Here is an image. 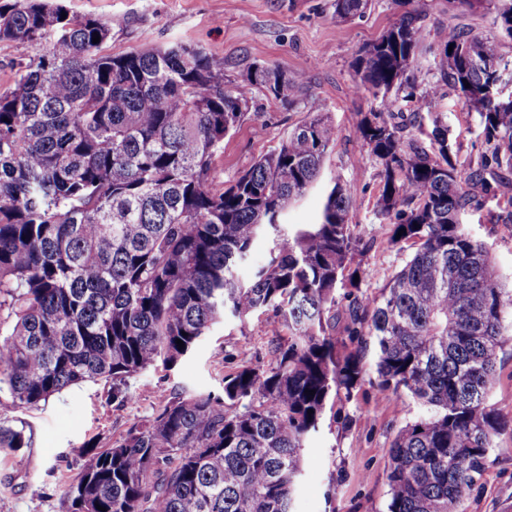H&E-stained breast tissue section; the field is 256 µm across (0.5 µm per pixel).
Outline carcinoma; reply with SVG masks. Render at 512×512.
I'll return each mask as SVG.
<instances>
[{
  "label": "carcinoma",
  "instance_id": "1",
  "mask_svg": "<svg viewBox=\"0 0 512 512\" xmlns=\"http://www.w3.org/2000/svg\"><path fill=\"white\" fill-rule=\"evenodd\" d=\"M371 2L334 0L336 21ZM412 2L394 0L399 18L352 64L354 91L380 99L356 124L378 166L376 212L388 243L411 251L373 297L355 281L351 185L333 183L319 223L281 224L335 147L321 114L229 186L213 182L253 90L292 105L303 73L263 65L261 80L226 89L201 48L107 55L110 31L94 18L64 19L47 0L0 4V42H50L0 91V393L32 407L105 380L124 403L130 378L175 365L227 314L271 312L288 329L266 364L224 375V397L172 393L88 450L71 512H294L306 441L329 402L352 399L370 346L378 388L426 408L390 445L386 512H463L490 450L512 437V416L490 401L512 293L461 224L477 192L512 173V95L490 42L463 31L442 39L436 82L418 91L427 25ZM479 2L512 37V0ZM444 87L479 116L488 151L476 169L452 159L445 113L425 111ZM264 234L269 257L243 281L237 268ZM27 447L24 429L0 426V448Z\"/></svg>",
  "mask_w": 512,
  "mask_h": 512
}]
</instances>
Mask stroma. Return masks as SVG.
I'll use <instances>...</instances> for the list:
<instances>
[{
    "label": "stroma",
    "instance_id": "35a3bbf8",
    "mask_svg": "<svg viewBox=\"0 0 512 512\" xmlns=\"http://www.w3.org/2000/svg\"><path fill=\"white\" fill-rule=\"evenodd\" d=\"M69 17H92L110 29L103 53L118 55L150 47L203 48L224 64V84L246 80L253 65L304 73V94L295 105L255 91L236 130L224 140L213 176L227 184L262 154L277 147L288 132L313 113L335 125L336 145L325 160L320 180L286 211V227L319 222L326 192L334 179L350 183L362 205L351 215L354 233L366 244L360 287L377 295L407 258L391 247L374 210L377 168L357 138L359 113L376 111L370 94L353 91L357 51L377 39L399 17L393 0H373L366 13L336 22L333 0H55ZM424 10L429 35L414 72L419 88L433 77L429 63L441 32L467 31L493 42L512 60V38L493 24L494 15L455 0H414ZM448 115L452 152L475 165L486 145L476 115L466 112L457 92L432 104ZM468 232L483 242L504 288H512V211L485 197L463 217ZM274 317L255 313L245 321L229 319L175 366L149 368L128 382L129 400L112 401L103 381L70 387L37 408L0 407V425L24 428L31 440L26 464L16 467L0 450V512H69L67 487L87 462L85 446L105 449L128 427L150 419L162 399L187 391L224 394V375L241 362L261 365L273 336L284 335ZM374 352H366L363 380L350 401L336 404L318 433L309 438L306 471L294 502L295 512H385L388 500V448L397 432L423 414L408 395L379 391ZM465 512H512V438H502L464 500Z\"/></svg>",
    "mask_w": 512,
    "mask_h": 512
}]
</instances>
